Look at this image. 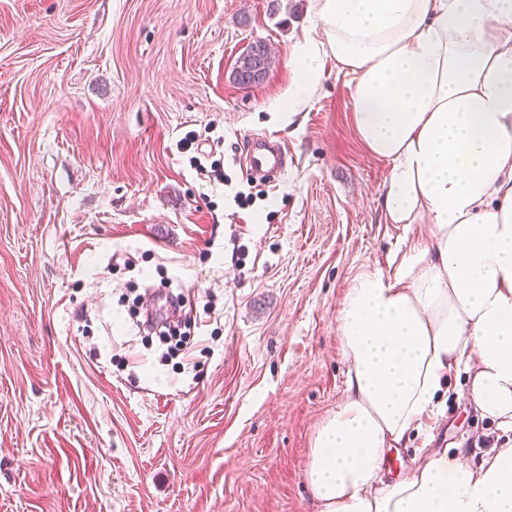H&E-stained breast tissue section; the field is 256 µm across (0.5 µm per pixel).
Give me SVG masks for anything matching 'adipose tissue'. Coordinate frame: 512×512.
<instances>
[{"label":"adipose tissue","mask_w":512,"mask_h":512,"mask_svg":"<svg viewBox=\"0 0 512 512\" xmlns=\"http://www.w3.org/2000/svg\"><path fill=\"white\" fill-rule=\"evenodd\" d=\"M286 94L303 110L320 62L354 84L360 138L391 164L387 270L350 281L337 318L345 397L316 429V512H512V445L480 465L428 455L383 478L387 449L431 417L451 373L481 416L512 430V0H314Z\"/></svg>","instance_id":"ef3b65f1"}]
</instances>
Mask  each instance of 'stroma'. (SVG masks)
<instances>
[{"label": "stroma", "instance_id": "35a3bbf8", "mask_svg": "<svg viewBox=\"0 0 512 512\" xmlns=\"http://www.w3.org/2000/svg\"><path fill=\"white\" fill-rule=\"evenodd\" d=\"M319 34L311 0H0V512H314L344 290L402 234L332 57L288 110ZM258 40L274 63L240 86ZM264 134L287 149L268 186L243 163ZM135 282L183 299L188 353L145 344L119 302ZM467 388L453 374L384 479L512 444Z\"/></svg>", "mask_w": 512, "mask_h": 512}]
</instances>
